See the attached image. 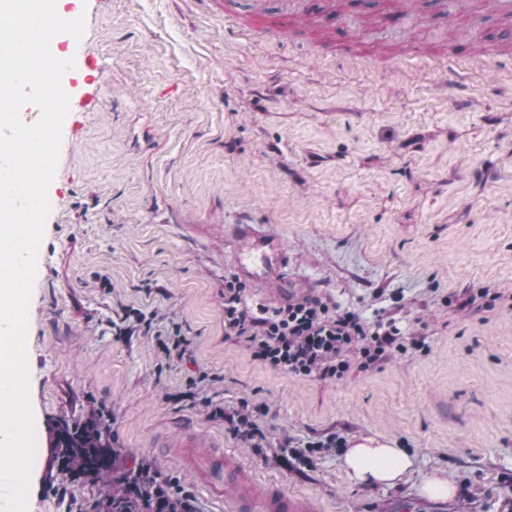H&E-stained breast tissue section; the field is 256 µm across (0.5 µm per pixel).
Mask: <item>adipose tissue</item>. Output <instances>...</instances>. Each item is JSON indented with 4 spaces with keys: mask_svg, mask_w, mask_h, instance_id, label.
Listing matches in <instances>:
<instances>
[{
    "mask_svg": "<svg viewBox=\"0 0 512 512\" xmlns=\"http://www.w3.org/2000/svg\"><path fill=\"white\" fill-rule=\"evenodd\" d=\"M344 464L352 484L393 486L403 480L411 460L401 449L368 438L348 448Z\"/></svg>",
    "mask_w": 512,
    "mask_h": 512,
    "instance_id": "ef3b65f1",
    "label": "adipose tissue"
}]
</instances>
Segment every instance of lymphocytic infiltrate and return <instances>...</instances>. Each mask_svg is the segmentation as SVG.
<instances>
[{
  "instance_id": "1",
  "label": "lymphocytic infiltrate",
  "mask_w": 512,
  "mask_h": 512,
  "mask_svg": "<svg viewBox=\"0 0 512 512\" xmlns=\"http://www.w3.org/2000/svg\"><path fill=\"white\" fill-rule=\"evenodd\" d=\"M244 291L237 280L224 283V336L247 338L252 358L275 370L339 378L350 367L349 352L367 370L389 353L428 348L425 337L408 335L380 309L370 318L349 309L333 312L320 298L302 295L271 310L248 304Z\"/></svg>"
}]
</instances>
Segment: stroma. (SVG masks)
Returning a JSON list of instances; mask_svg holds the SVG:
<instances>
[{
    "label": "stroma",
    "instance_id": "obj_1",
    "mask_svg": "<svg viewBox=\"0 0 512 512\" xmlns=\"http://www.w3.org/2000/svg\"><path fill=\"white\" fill-rule=\"evenodd\" d=\"M84 51L107 75L64 120L26 335L37 455L29 512H92L97 486L48 474L55 418L112 415L120 468L151 465L191 512H225L203 490L223 443L257 486L313 512H512V38L487 14L420 0L406 33L388 0H360L356 27L287 39L234 33L215 0H75ZM459 46L456 64L448 44ZM249 221L288 249L298 292L396 315L428 351L342 379L295 377L224 337L225 226ZM491 286L494 308H460ZM189 354L170 361L163 336ZM265 408L262 447L214 407ZM375 438L412 466L398 486L351 485L338 454L284 458L328 434ZM443 475L452 499L422 493Z\"/></svg>",
    "mask_w": 512,
    "mask_h": 512
}]
</instances>
